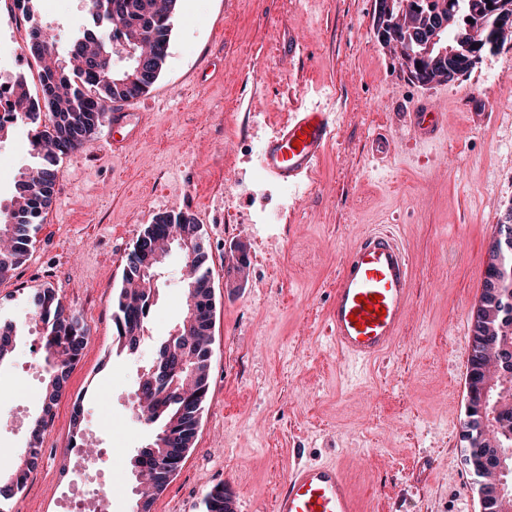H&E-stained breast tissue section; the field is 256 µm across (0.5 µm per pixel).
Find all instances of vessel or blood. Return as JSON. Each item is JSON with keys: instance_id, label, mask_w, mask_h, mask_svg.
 Returning a JSON list of instances; mask_svg holds the SVG:
<instances>
[{"instance_id": "b4317fda", "label": "vessel or blood", "mask_w": 512, "mask_h": 512, "mask_svg": "<svg viewBox=\"0 0 512 512\" xmlns=\"http://www.w3.org/2000/svg\"><path fill=\"white\" fill-rule=\"evenodd\" d=\"M113 154L151 129L139 103L113 106L106 114ZM413 137L422 143L441 138L444 112L432 99L416 101L408 114ZM337 130L335 112L318 105L295 109L261 145L260 165L274 181L300 186L310 178ZM413 268L398 225L374 224L341 261L329 296L326 330L338 352L364 364L398 344L411 303ZM272 512H356L347 478L337 464L290 468Z\"/></svg>"}]
</instances>
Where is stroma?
<instances>
[{
    "label": "stroma",
    "instance_id": "1",
    "mask_svg": "<svg viewBox=\"0 0 512 512\" xmlns=\"http://www.w3.org/2000/svg\"><path fill=\"white\" fill-rule=\"evenodd\" d=\"M39 8L66 50L84 0ZM373 12L374 0H179L166 66L139 99L151 134L116 157L102 126L64 157L29 258L0 282L1 320L24 322L30 291L52 287L87 328L38 465L0 512H58L78 480L67 443L79 430L100 443L98 477L120 472L109 512H131L129 461L152 436L132 404L155 346L181 320V252L164 261L135 355L113 345L112 295L138 235L175 207L202 218L215 325L196 443L155 512H202L203 492L219 483L234 512H267L292 465L321 461L342 467L358 512H480L462 440L469 321L489 244L512 208V41L458 80L422 86L375 41ZM424 96L445 110V138L433 146L406 131ZM315 101L335 104L340 118L310 186L270 181L258 161L263 138ZM484 104L491 117L473 124ZM384 129L395 142L386 164L371 154ZM29 136L18 124L0 142L1 203L30 161ZM392 222L413 265L408 318L390 355L358 365L326 334L328 298L367 226ZM238 246L249 256L240 280L227 273ZM41 406L42 371L24 336L0 364L1 474ZM103 411L108 435L95 431Z\"/></svg>",
    "mask_w": 512,
    "mask_h": 512
}]
</instances>
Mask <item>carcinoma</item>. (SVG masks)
Here are the masks:
<instances>
[{"instance_id":"obj_1","label":"carcinoma","mask_w":512,"mask_h":512,"mask_svg":"<svg viewBox=\"0 0 512 512\" xmlns=\"http://www.w3.org/2000/svg\"><path fill=\"white\" fill-rule=\"evenodd\" d=\"M16 2L32 19L28 45L43 80L33 93L25 76H14L12 111L7 118L0 117V142L9 137L15 124L28 126L34 159L19 171L10 204L0 205V240L7 242L0 246V280L24 263L34 245L56 195L63 157L84 146L113 104L146 92V83L136 74V63L122 69L115 67L113 44L123 41L138 51L143 44L150 46L151 69L162 73L179 0H86V22L63 54L55 36L37 17L38 0ZM174 230L190 243L182 249L185 310L196 306L204 312V323L191 328L195 343L190 361L184 360L182 337L172 334L158 344L153 361L139 376L136 417L140 424L154 430L150 442L153 449L136 456L131 464V468L147 472L152 478V493L143 496L144 512H150L193 447L195 426L209 394L211 336L207 320L213 307L209 288L212 272L206 265L207 254L196 250L202 239L199 225L188 223L180 209L156 215L127 255L128 271L112 298L116 345L127 352L133 340L130 333L144 331L159 295L154 272H142L138 267L139 253L166 251ZM30 305L32 320L42 337L39 362L45 376L43 409L30 425L25 452L11 472L0 477V502L25 489L52 421V407L62 397L68 372L86 344L84 322L55 289L35 290ZM472 321L462 439L478 492L492 501L499 485L512 492V469L495 475L489 456L491 448L512 451V380L503 382L495 374L496 367L503 365L504 353L512 347V334L502 330V325L512 323V208L503 215L489 248L484 288ZM23 331L17 323L0 321V363L12 356ZM225 502L224 486H213L203 496V512H229Z\"/></svg>"}]
</instances>
